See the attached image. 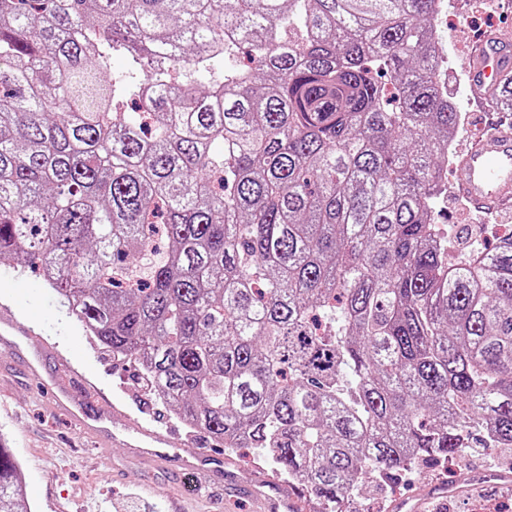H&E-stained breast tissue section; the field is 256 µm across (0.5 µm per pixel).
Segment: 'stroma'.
Masks as SVG:
<instances>
[{"mask_svg": "<svg viewBox=\"0 0 512 512\" xmlns=\"http://www.w3.org/2000/svg\"><path fill=\"white\" fill-rule=\"evenodd\" d=\"M512 39V9L498 0L493 14L471 12L467 0H447L442 43L446 64L440 73L464 114L451 160L443 180L448 186L438 202L439 226L454 240L464 229L461 210L467 202L458 193V153L468 145L483 123L481 104L473 100L468 69L474 40L484 31ZM38 324L39 332L24 341L30 352L45 356L46 367L57 358L68 359L89 382L103 388L131 420L158 419L181 434L186 425L155 402L142 384L133 363L113 360L99 349L82 326L69 317L57 293L41 277L0 265V306ZM0 436L7 441L22 468L25 492L32 512H165L162 501L141 493L143 481L163 484L168 498L177 500L184 512H250L246 500L235 491H223L208 503L187 494V481L153 470L134 458L121 443L87 452L88 442L77 434L68 419L37 399L36 388L20 357L0 348ZM501 449L483 447L473 440L459 456L443 464L419 465L398 483L376 492H363L350 503L352 512H401L399 504L423 498L439 487L456 483L469 493L463 504L449 503L446 512H512V490L485 489L478 479L500 469Z\"/></svg>", "mask_w": 512, "mask_h": 512, "instance_id": "obj_1", "label": "stroma"}]
</instances>
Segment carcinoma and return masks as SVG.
<instances>
[{"instance_id": "carcinoma-1", "label": "carcinoma", "mask_w": 512, "mask_h": 512, "mask_svg": "<svg viewBox=\"0 0 512 512\" xmlns=\"http://www.w3.org/2000/svg\"><path fill=\"white\" fill-rule=\"evenodd\" d=\"M436 13L0 0V263L325 512L512 448V237L450 264L433 233L462 124ZM488 96L512 112V73ZM0 512H28L1 445Z\"/></svg>"}]
</instances>
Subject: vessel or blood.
<instances>
[{"mask_svg": "<svg viewBox=\"0 0 512 512\" xmlns=\"http://www.w3.org/2000/svg\"><path fill=\"white\" fill-rule=\"evenodd\" d=\"M472 60L470 81L477 92L498 84L512 69L504 41L492 34L476 45ZM459 166V191L475 208L494 210L512 206V131L501 129L478 137L462 154ZM34 332L32 325L9 311L0 312V346L19 350L20 338ZM24 364L38 384V396L65 413L74 428L89 438L92 447L123 441L135 457L151 466L193 476L194 491L202 498L211 495L217 474L231 475L229 458L207 452V435L177 441L156 423L128 425L125 414L111 403L104 389L79 380L67 364L58 363L48 384L43 381L41 358L25 359ZM456 495V488L451 486L424 501L407 502L406 508L408 512H442ZM251 498L253 512H304L306 508L301 496L276 487L270 478L253 487Z\"/></svg>", "mask_w": 512, "mask_h": 512, "instance_id": "vessel-or-blood-1", "label": "vessel or blood"}]
</instances>
